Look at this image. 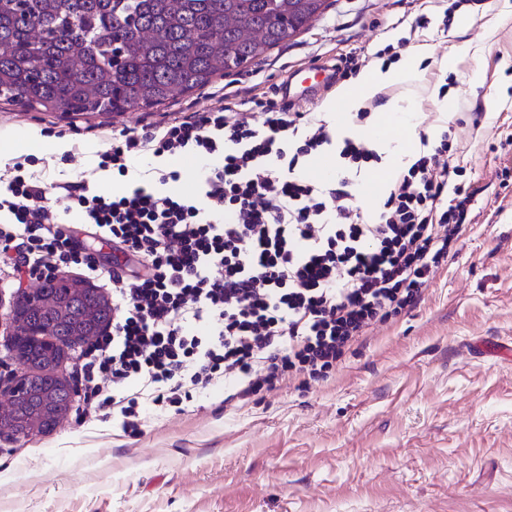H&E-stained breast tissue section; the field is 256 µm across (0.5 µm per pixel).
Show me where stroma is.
Listing matches in <instances>:
<instances>
[{"label": "stroma", "instance_id": "35a3bbf8", "mask_svg": "<svg viewBox=\"0 0 512 512\" xmlns=\"http://www.w3.org/2000/svg\"><path fill=\"white\" fill-rule=\"evenodd\" d=\"M453 0H334L308 30L258 64L154 108L121 116L64 115L0 98V136L37 130L43 150L0 157L45 182L127 188L99 167L112 133L202 112L233 99L241 111L276 99L293 72L338 74L310 109L323 111L359 64L401 79L364 102L367 123L406 98L420 134L447 123L454 183L474 191L455 255L410 313L378 325L326 379L287 386L236 410L224 392L148 412L136 430L69 412L53 431L0 433V512H512V362L484 355L512 343V0H476L444 22ZM428 28L416 26L419 16ZM427 51L412 72L413 47ZM454 110L443 118L438 103ZM67 151L54 153L57 141ZM97 268L116 258L92 225L55 200ZM0 271V376L15 368L11 308L21 286Z\"/></svg>", "mask_w": 512, "mask_h": 512}]
</instances>
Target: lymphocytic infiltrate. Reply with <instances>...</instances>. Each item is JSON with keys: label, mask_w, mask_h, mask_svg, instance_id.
Wrapping results in <instances>:
<instances>
[{"label": "lymphocytic infiltrate", "mask_w": 512, "mask_h": 512, "mask_svg": "<svg viewBox=\"0 0 512 512\" xmlns=\"http://www.w3.org/2000/svg\"><path fill=\"white\" fill-rule=\"evenodd\" d=\"M367 118L351 113L340 130L274 102L260 112L222 105L113 134L101 165L123 177L140 152L222 153L189 196L167 191L175 170L115 196L82 181L0 175L1 267H93L52 194L125 257L107 273L112 324L78 357L84 416L118 415L134 429L141 411L216 387L225 404L248 405L325 374L378 324L422 301L469 221L472 195L449 188L448 134L437 130L433 146L392 169L378 211L365 216L354 178L377 158L364 144ZM329 146L336 179L302 175L300 163Z\"/></svg>", "instance_id": "1"}]
</instances>
